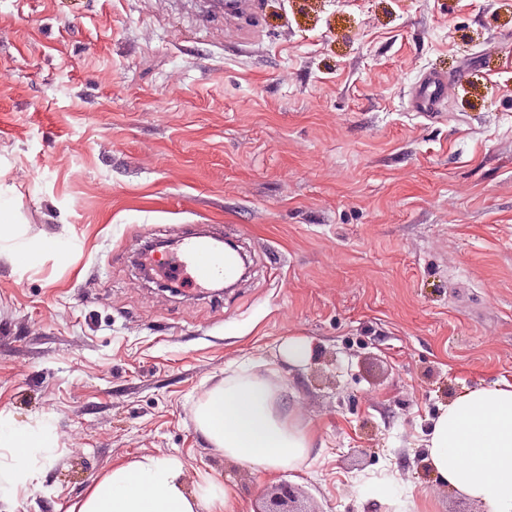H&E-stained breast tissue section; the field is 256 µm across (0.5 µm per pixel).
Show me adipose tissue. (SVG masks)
Instances as JSON below:
<instances>
[{"label": "adipose tissue", "instance_id": "adipose-tissue-1", "mask_svg": "<svg viewBox=\"0 0 512 512\" xmlns=\"http://www.w3.org/2000/svg\"><path fill=\"white\" fill-rule=\"evenodd\" d=\"M63 254L68 243L22 224H0V261L28 263L38 252ZM197 430L225 459L272 477L306 462L317 432L302 423L283 394L274 368L230 370L193 410ZM50 421L19 426L0 411V497L17 493L37 473L38 458L57 447ZM427 460L448 489L483 506L512 512V383L482 385L458 394L433 419ZM74 512H243L236 494L209 475L185 483L183 462L144 454L111 468L79 496Z\"/></svg>", "mask_w": 512, "mask_h": 512}]
</instances>
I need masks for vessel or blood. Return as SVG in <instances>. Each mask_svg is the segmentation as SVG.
<instances>
[{"label":"vessel or blood","instance_id":"vessel-or-blood-1","mask_svg":"<svg viewBox=\"0 0 512 512\" xmlns=\"http://www.w3.org/2000/svg\"><path fill=\"white\" fill-rule=\"evenodd\" d=\"M207 3L208 9L201 15L202 21L207 23L224 15L244 20L256 16L252 0H207ZM451 83V78L443 74L424 76L414 89L413 110L425 120L438 121ZM167 267L175 277L189 273L191 281L202 288L216 279L230 278L236 272L233 256L214 252L208 241L193 235L182 238L179 252L170 259Z\"/></svg>","mask_w":512,"mask_h":512}]
</instances>
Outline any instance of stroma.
<instances>
[{
  "instance_id": "stroma-1",
  "label": "stroma",
  "mask_w": 512,
  "mask_h": 512,
  "mask_svg": "<svg viewBox=\"0 0 512 512\" xmlns=\"http://www.w3.org/2000/svg\"><path fill=\"white\" fill-rule=\"evenodd\" d=\"M180 0H0V186L71 245L0 262V411L62 437L13 512H69L118 460L179 458L247 512H482L427 464L456 394L512 383V0H260L220 36ZM454 75L436 124L409 107ZM223 226L250 257L212 298L147 282L142 240ZM311 344L307 361L280 352ZM275 365L318 433L264 478L196 430L228 368ZM296 492L288 484H281L274 488L264 509L257 512H306L307 510L295 508Z\"/></svg>"
}]
</instances>
